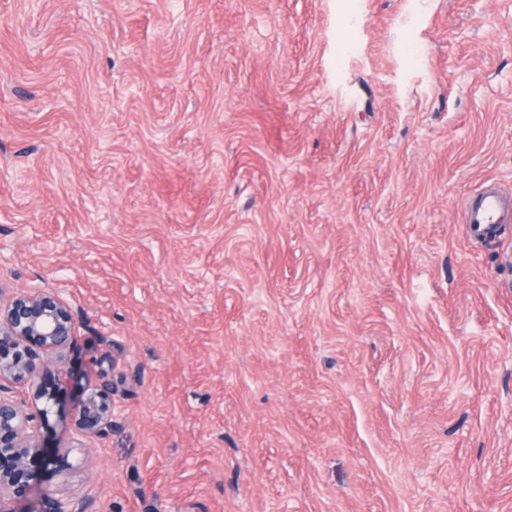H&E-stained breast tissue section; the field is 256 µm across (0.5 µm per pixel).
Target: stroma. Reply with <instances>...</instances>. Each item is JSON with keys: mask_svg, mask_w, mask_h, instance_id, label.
I'll use <instances>...</instances> for the list:
<instances>
[{"mask_svg": "<svg viewBox=\"0 0 512 512\" xmlns=\"http://www.w3.org/2000/svg\"><path fill=\"white\" fill-rule=\"evenodd\" d=\"M512 0H0V301L77 316L88 512H512ZM112 383V426L73 419ZM510 222L511 202L496 188H484L469 205L467 224L476 238L485 236L494 225Z\"/></svg>", "mask_w": 512, "mask_h": 512, "instance_id": "stroma-1", "label": "stroma"}]
</instances>
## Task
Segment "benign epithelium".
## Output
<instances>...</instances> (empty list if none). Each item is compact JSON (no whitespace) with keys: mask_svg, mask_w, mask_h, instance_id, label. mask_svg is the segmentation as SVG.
Returning a JSON list of instances; mask_svg holds the SVG:
<instances>
[{"mask_svg":"<svg viewBox=\"0 0 512 512\" xmlns=\"http://www.w3.org/2000/svg\"><path fill=\"white\" fill-rule=\"evenodd\" d=\"M75 317L58 294L36 288L0 308V512H25L19 505L36 489L35 462L63 475L74 469L71 449L47 453L35 434L46 422L48 409L13 395L11 385L28 384L36 399L50 402L53 393L42 388L43 372L61 360L60 353L75 343ZM112 387L101 384L84 399L75 419L78 436L91 441L112 427ZM36 512H86L74 498L45 494Z\"/></svg>","mask_w":512,"mask_h":512,"instance_id":"obj_1","label":"benign epithelium"}]
</instances>
